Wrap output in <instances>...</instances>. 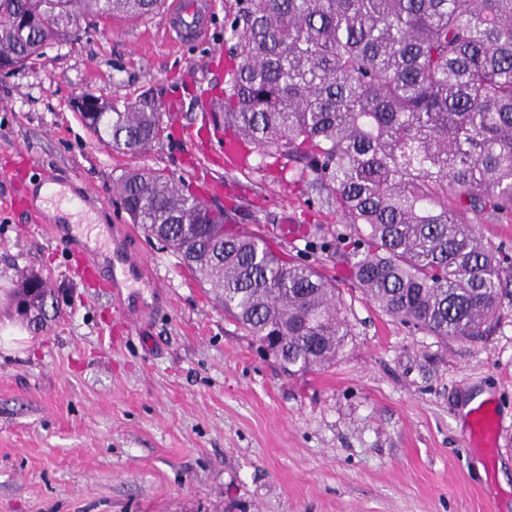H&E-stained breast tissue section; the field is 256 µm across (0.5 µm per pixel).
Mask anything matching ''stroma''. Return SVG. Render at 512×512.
I'll list each match as a JSON object with an SVG mask.
<instances>
[{
  "mask_svg": "<svg viewBox=\"0 0 512 512\" xmlns=\"http://www.w3.org/2000/svg\"><path fill=\"white\" fill-rule=\"evenodd\" d=\"M235 4L214 0L206 35L179 47L163 12L83 18L77 40L0 72V198L66 177L86 205L73 245L121 281L85 287L48 209L0 208V512H512V268L479 341L400 324L343 281L342 353L291 375L113 195L149 169L235 206L243 229L312 223L303 187L227 168L221 132L189 152L224 87ZM85 93L151 104L162 138L137 152L100 145L74 107ZM21 155L35 167L8 176ZM129 253L144 269L116 275ZM27 268L61 311L20 341L5 330L21 324L10 293ZM475 390L504 419L492 457L469 446L458 410Z\"/></svg>",
  "mask_w": 512,
  "mask_h": 512,
  "instance_id": "stroma-1",
  "label": "stroma"
}]
</instances>
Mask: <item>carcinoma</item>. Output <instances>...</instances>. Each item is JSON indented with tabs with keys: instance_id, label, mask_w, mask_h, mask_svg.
Returning a JSON list of instances; mask_svg holds the SVG:
<instances>
[{
	"instance_id": "obj_1",
	"label": "carcinoma",
	"mask_w": 512,
	"mask_h": 512,
	"mask_svg": "<svg viewBox=\"0 0 512 512\" xmlns=\"http://www.w3.org/2000/svg\"><path fill=\"white\" fill-rule=\"evenodd\" d=\"M162 0H0V53L18 67L77 36L80 17L153 14ZM224 134L317 194L351 230L306 228L305 248L347 242L350 278L384 315L441 339H480L501 306L503 260L463 214H512V0H236ZM107 147L158 139L152 106L87 112ZM132 223L165 241L290 374L322 369L351 325L336 280L264 236L236 209L133 171L113 185ZM39 273L14 293L45 329Z\"/></svg>"
}]
</instances>
